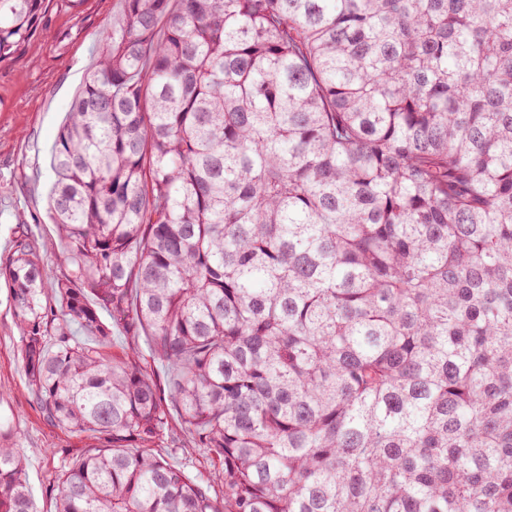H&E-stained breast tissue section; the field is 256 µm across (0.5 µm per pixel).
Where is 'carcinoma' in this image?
<instances>
[{"mask_svg":"<svg viewBox=\"0 0 512 512\" xmlns=\"http://www.w3.org/2000/svg\"><path fill=\"white\" fill-rule=\"evenodd\" d=\"M50 2L0 0V63ZM119 2L54 145L64 273L0 264L91 440L56 512H512V0ZM174 417L221 492L153 452ZM134 344L137 347V351L139 352L141 361L145 367H147L148 372L153 377L156 382L158 388L165 395L167 394V374L168 368L165 364L153 360L150 353L149 341L146 336H136L133 338L130 335H127L124 330L117 327H112V345L110 351H122L126 349L129 345Z\"/></svg>","mask_w":512,"mask_h":512,"instance_id":"obj_1","label":"carcinoma"}]
</instances>
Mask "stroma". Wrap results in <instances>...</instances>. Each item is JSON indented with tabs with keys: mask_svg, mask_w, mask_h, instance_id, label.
<instances>
[{
	"mask_svg": "<svg viewBox=\"0 0 512 512\" xmlns=\"http://www.w3.org/2000/svg\"><path fill=\"white\" fill-rule=\"evenodd\" d=\"M118 0H90L80 20L48 7L41 26L69 33L65 53L51 46L23 50L0 63V260L26 241L44 257L47 279L64 272L63 248L48 209L51 154L73 98L96 67L98 35L112 24ZM9 418L25 456L27 483L37 512H55L56 478L65 464L86 449L87 440L48 422L27 385L21 333L0 279V417ZM167 460L196 484L223 486V468L194 449L190 436L173 432L165 442Z\"/></svg>",
	"mask_w": 512,
	"mask_h": 512,
	"instance_id": "1",
	"label": "stroma"
}]
</instances>
